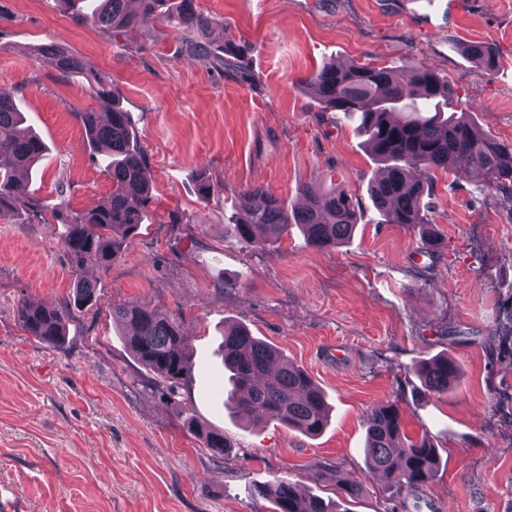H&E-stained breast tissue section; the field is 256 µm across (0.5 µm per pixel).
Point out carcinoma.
I'll use <instances>...</instances> for the list:
<instances>
[{
	"label": "carcinoma",
	"mask_w": 512,
	"mask_h": 512,
	"mask_svg": "<svg viewBox=\"0 0 512 512\" xmlns=\"http://www.w3.org/2000/svg\"><path fill=\"white\" fill-rule=\"evenodd\" d=\"M72 21L93 24L106 36L125 38L141 27L162 24L181 34V48L208 67L242 80L253 75L242 66L246 49L216 45L212 32L224 22L198 11L194 0H60ZM55 69L65 77L82 75L90 92L110 104L107 117L79 112L88 146L106 148L105 171L112 191L96 208L75 212L66 200L48 207L40 200L16 194V177L30 171L46 150L43 141L24 126V113L15 99L0 93V217L46 209L66 227L64 245L79 268L112 266L125 242L136 235L151 199L144 176L145 156L137 144L128 113L112 104V80L86 71L69 51L43 45ZM462 53L491 72L498 56L483 42L461 44ZM302 85L326 110L358 117L370 153L384 162L383 175L373 180L370 197L383 224L419 227L423 248L434 250L439 239L432 228L422 174L442 168L464 178L473 170L484 175L485 188L512 196V142L483 132L470 113L457 109L449 82L430 70L404 63L399 67L358 64L340 68L325 64L302 79ZM308 196L303 208L286 211L285 203L262 188L239 193L233 209L236 220L224 225V236L261 247L279 239L288 225L301 227L309 245L336 247L349 239L357 224L358 203L343 190L320 193L302 187ZM94 282L79 277L63 306L47 308L28 301L17 308V321L29 336L53 346L63 344L74 311L101 306ZM133 357L155 378L175 390L190 368L188 342L181 322L138 302L108 305ZM226 400L249 425L276 422L308 436L328 425L325 395L302 367L282 351L252 335L245 327H224ZM415 373L427 392L448 393L458 367L447 355L422 359ZM363 448L368 472L382 478L394 495H413L435 475L437 451L431 438L409 436L397 402L373 407L364 419ZM213 455L233 447L222 431L199 428L193 415L183 421ZM256 495L272 504L273 512H336L332 503L301 491L287 478L256 486Z\"/></svg>",
	"instance_id": "1"
}]
</instances>
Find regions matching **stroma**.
Masks as SVG:
<instances>
[{
	"label": "stroma",
	"instance_id": "35a3bbf8",
	"mask_svg": "<svg viewBox=\"0 0 512 512\" xmlns=\"http://www.w3.org/2000/svg\"><path fill=\"white\" fill-rule=\"evenodd\" d=\"M246 47L255 82L181 53V37L143 28L125 48L75 25L60 0H0V92L32 114L49 148L25 193L88 211L112 181L76 115L104 111L79 77H60L52 43L110 76L153 187L138 235L109 269L77 268L52 214L0 219V503L9 512H269L255 485L285 477L342 512H411L369 474L364 417L397 402L409 436H433L440 465L419 491L440 512H512V348L493 341L512 314V198L479 175L432 174L442 244L383 224L369 182L379 171L356 120L298 86L323 63L416 62L448 79L459 108L512 141V0H195ZM490 44L486 72L459 51ZM218 184L201 201V176ZM360 202L348 242L317 249L291 227L258 249L224 235L239 191L263 187L297 206L301 186ZM108 305L136 301L179 317L190 373L168 392L125 348L107 309L75 313L63 347L27 336L16 308L61 306L76 274ZM240 324L305 369L330 405L316 437L270 423L245 431L225 407L219 345ZM446 353L460 369L445 395L420 392L414 367ZM234 447L214 456L182 411ZM326 465L317 477L314 462ZM367 489L343 500L339 481Z\"/></svg>",
	"mask_w": 512,
	"mask_h": 512
}]
</instances>
